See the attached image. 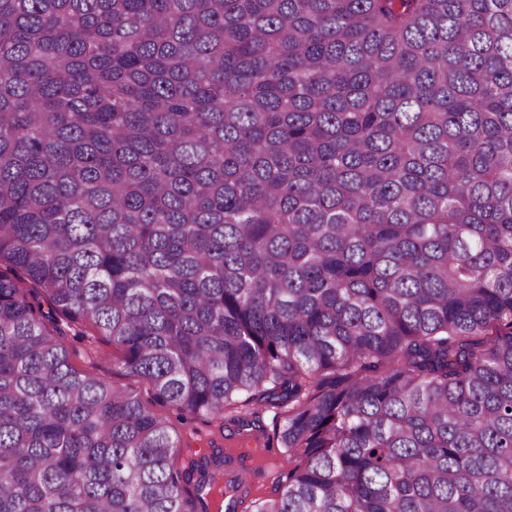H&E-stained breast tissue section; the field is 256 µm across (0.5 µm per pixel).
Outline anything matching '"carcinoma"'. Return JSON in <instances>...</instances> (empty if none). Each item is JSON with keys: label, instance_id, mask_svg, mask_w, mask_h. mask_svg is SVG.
<instances>
[{"label": "carcinoma", "instance_id": "obj_1", "mask_svg": "<svg viewBox=\"0 0 512 512\" xmlns=\"http://www.w3.org/2000/svg\"><path fill=\"white\" fill-rule=\"evenodd\" d=\"M0 512H512V0H0ZM195 483V494L188 485ZM72 328L71 333L64 337V342L71 352L72 363L81 369L94 366L98 373L115 383L138 389L143 400L155 412L166 416L172 429L177 433L180 440L179 461L182 459L188 461L189 458L199 459L203 456L208 458L211 455L216 456L222 451L225 455L227 450L241 452L251 456L256 461V468L252 476L254 491L246 500V504L251 499L274 493V477L281 471V466L287 467L288 464L281 454L284 449L277 447V432L272 411L262 413L261 425L266 431L265 435L259 436L258 445L254 442L245 444L242 439L237 437L238 424L230 420L235 413H226L223 430L217 426V423H204V418L193 420L189 417L187 419L182 418L167 405L156 402L151 388L146 383L113 366L112 346L103 336H96L97 349L91 350L88 348L86 336H84L85 341H83L82 336L74 334L80 332L81 327L78 324H72ZM268 438L271 441L272 448H265Z\"/></svg>", "mask_w": 512, "mask_h": 512}]
</instances>
